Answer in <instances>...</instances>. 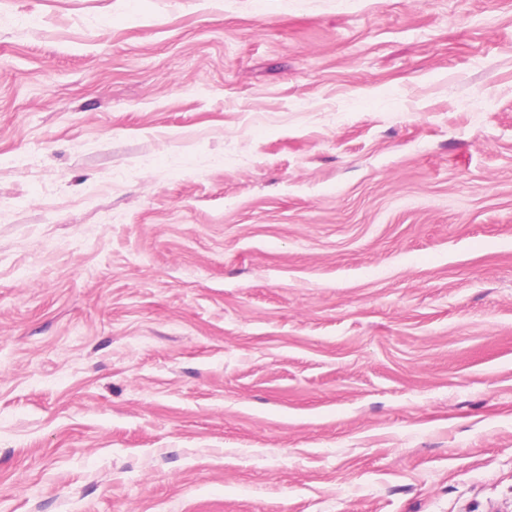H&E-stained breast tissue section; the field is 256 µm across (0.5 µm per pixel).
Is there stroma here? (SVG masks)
Instances as JSON below:
<instances>
[{
  "label": "stroma",
  "instance_id": "stroma-1",
  "mask_svg": "<svg viewBox=\"0 0 512 512\" xmlns=\"http://www.w3.org/2000/svg\"><path fill=\"white\" fill-rule=\"evenodd\" d=\"M0 512H512V0H0Z\"/></svg>",
  "mask_w": 512,
  "mask_h": 512
}]
</instances>
